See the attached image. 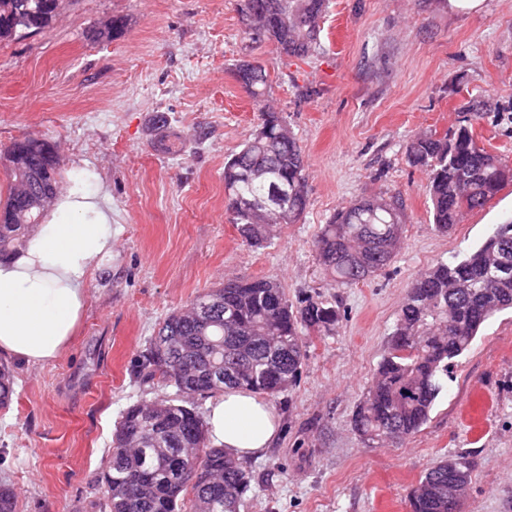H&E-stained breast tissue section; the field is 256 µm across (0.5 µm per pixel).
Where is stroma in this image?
Returning <instances> with one entry per match:
<instances>
[{
    "label": "stroma",
    "mask_w": 512,
    "mask_h": 512,
    "mask_svg": "<svg viewBox=\"0 0 512 512\" xmlns=\"http://www.w3.org/2000/svg\"><path fill=\"white\" fill-rule=\"evenodd\" d=\"M113 16L125 35L95 40ZM320 41L304 60L250 43L236 0H62L48 27L0 43V150L56 143L62 185L91 174L111 197L113 228L65 353L44 366L7 361L0 484L16 512H91L123 411L174 393L136 373L148 340L198 292L239 277L277 280L290 301L317 295L343 315L310 338L297 386L270 399L280 435L249 461L240 512H407L420 477L460 451L475 462L462 512H512L511 311L486 323L419 433L375 448L351 426L411 282L512 221L510 184L438 234L427 175L405 155L412 136L455 128L477 99L479 142L512 162V0L472 14L448 0H329ZM246 55L264 62L268 100L304 152L309 199L260 249L224 206V161L259 124L232 72ZM396 191L398 254L363 285L330 287L315 260L323 224L361 196Z\"/></svg>",
    "instance_id": "35a3bbf8"
}]
</instances>
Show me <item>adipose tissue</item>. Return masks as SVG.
Here are the masks:
<instances>
[{
	"instance_id": "ef3b65f1",
	"label": "adipose tissue",
	"mask_w": 512,
	"mask_h": 512,
	"mask_svg": "<svg viewBox=\"0 0 512 512\" xmlns=\"http://www.w3.org/2000/svg\"><path fill=\"white\" fill-rule=\"evenodd\" d=\"M111 250L108 193L74 179L25 246L0 261V356L30 365L56 360L86 306V277ZM207 423L214 445L240 461L263 453L281 428L260 395L231 389L210 402Z\"/></svg>"
}]
</instances>
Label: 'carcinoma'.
I'll return each mask as SVG.
<instances>
[{
  "label": "carcinoma",
  "mask_w": 512,
  "mask_h": 512,
  "mask_svg": "<svg viewBox=\"0 0 512 512\" xmlns=\"http://www.w3.org/2000/svg\"><path fill=\"white\" fill-rule=\"evenodd\" d=\"M250 21L253 43L269 41L287 56L305 58L320 47L327 0H237ZM62 0H0V41L47 27ZM121 16L103 23L101 41L124 34ZM269 77L262 65L247 75V93L260 123L241 149L224 161V202L243 241L262 248L274 228L295 224L307 208L302 148L283 116L266 104ZM25 141L0 153L11 179L0 208V259L13 255L40 222L59 186L58 163ZM408 161L423 168L434 229L446 234L463 216L484 207L512 172L479 145L471 124L439 136L424 133L406 144ZM406 203L402 192L363 196L339 210L315 240L323 274L348 288L382 272L401 249ZM512 310V222L498 224L474 250L422 272L406 294L390 348L353 418V429L372 445H398L421 431L450 368L469 351L482 326ZM338 306L319 297L288 300L280 282L230 279L207 289L163 321L150 340L138 376L175 389V397L138 402L124 410L112 437L103 475L108 493L97 512H239L252 475L212 444L198 400L226 389L275 397L292 389L305 363L308 338L329 333ZM11 373L0 364V409L12 402ZM431 467L410 493L409 512H448V485L465 496L474 468L471 452Z\"/></svg>",
  "instance_id": "carcinoma-1"
}]
</instances>
